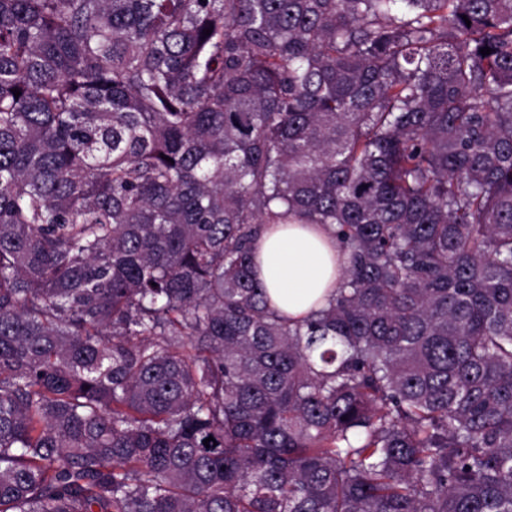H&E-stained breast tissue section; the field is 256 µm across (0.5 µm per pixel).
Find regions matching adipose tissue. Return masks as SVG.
<instances>
[{"label": "adipose tissue", "instance_id": "adipose-tissue-1", "mask_svg": "<svg viewBox=\"0 0 512 512\" xmlns=\"http://www.w3.org/2000/svg\"><path fill=\"white\" fill-rule=\"evenodd\" d=\"M256 277L273 306L291 319L324 306L340 275L329 229L319 224H269L256 245Z\"/></svg>", "mask_w": 512, "mask_h": 512}]
</instances>
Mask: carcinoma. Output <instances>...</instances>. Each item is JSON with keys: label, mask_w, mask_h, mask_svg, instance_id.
<instances>
[{"label": "carcinoma", "mask_w": 512, "mask_h": 512, "mask_svg": "<svg viewBox=\"0 0 512 512\" xmlns=\"http://www.w3.org/2000/svg\"><path fill=\"white\" fill-rule=\"evenodd\" d=\"M0 512H512V0H0ZM256 255L257 280L292 320L324 306L336 288L340 258L330 230L320 224H268Z\"/></svg>", "instance_id": "carcinoma-1"}]
</instances>
